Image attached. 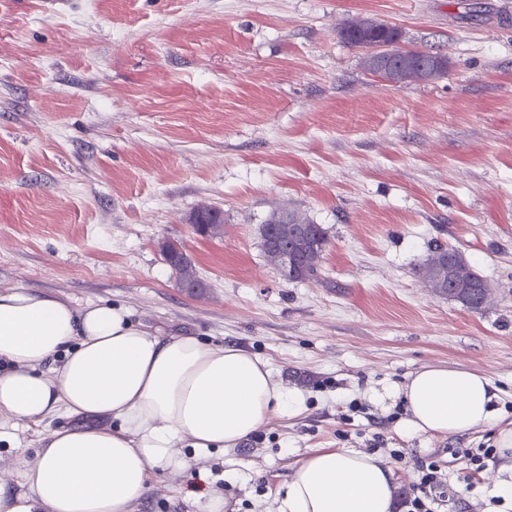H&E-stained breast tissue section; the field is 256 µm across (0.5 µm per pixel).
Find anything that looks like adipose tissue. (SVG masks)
Wrapping results in <instances>:
<instances>
[{
	"label": "adipose tissue",
	"mask_w": 512,
	"mask_h": 512,
	"mask_svg": "<svg viewBox=\"0 0 512 512\" xmlns=\"http://www.w3.org/2000/svg\"><path fill=\"white\" fill-rule=\"evenodd\" d=\"M0 441L59 412L83 425L51 430L38 463L0 479V512H133L153 471L178 474L245 442L300 394L268 361L189 335L162 336L121 305L0 292ZM400 394L407 424L431 435L495 424L498 388L465 368L428 366ZM393 473L364 452L323 448L296 466L281 512H394Z\"/></svg>",
	"instance_id": "adipose-tissue-1"
}]
</instances>
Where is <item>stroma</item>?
I'll return each instance as SVG.
<instances>
[{"label": "stroma", "instance_id": "obj_1", "mask_svg": "<svg viewBox=\"0 0 512 512\" xmlns=\"http://www.w3.org/2000/svg\"><path fill=\"white\" fill-rule=\"evenodd\" d=\"M372 18L447 74L391 83L338 35ZM220 209L219 235L191 214ZM322 225L320 276L284 281L259 227ZM207 289L181 290L164 242ZM493 287L473 312L425 288L435 245ZM0 290L121 304L161 334L234 344L299 389L246 442L155 474L135 512H278L321 448L380 457L398 497L441 464L439 512H491L486 428L408 431L396 395L425 366L465 367L512 420V0H0ZM51 422L0 442V477L36 463Z\"/></svg>", "mask_w": 512, "mask_h": 512}]
</instances>
